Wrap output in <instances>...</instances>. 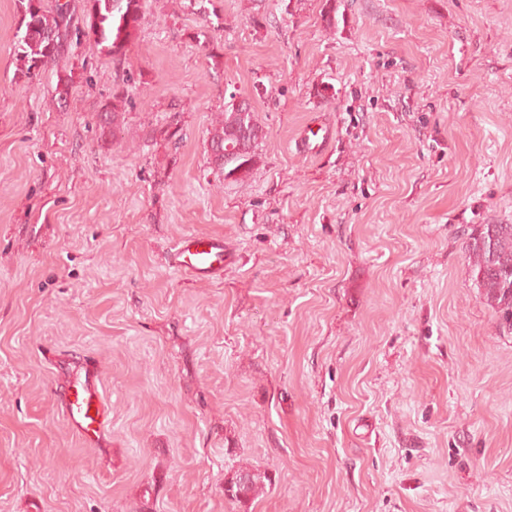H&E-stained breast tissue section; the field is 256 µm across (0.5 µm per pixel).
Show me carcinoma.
<instances>
[{"mask_svg": "<svg viewBox=\"0 0 512 512\" xmlns=\"http://www.w3.org/2000/svg\"><path fill=\"white\" fill-rule=\"evenodd\" d=\"M21 35L15 54L18 71L34 79L63 51L68 37L84 35L114 57L124 54L137 35L142 21V0H93L86 26L71 29V15L58 7L49 11L44 0H19ZM126 100L115 96L105 107V120L117 126L125 112ZM252 142L241 152L243 136ZM265 135L253 109H243L230 94L224 111L218 113L208 141L212 164L224 178L242 179L258 160L257 147ZM466 251L473 283L498 316L500 327L512 334V224H474L466 233ZM269 477L252 468H243L224 478V498L245 504L264 493Z\"/></svg>", "mask_w": 512, "mask_h": 512, "instance_id": "1", "label": "carcinoma"}]
</instances>
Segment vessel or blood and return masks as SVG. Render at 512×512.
<instances>
[{
  "label": "vessel or blood",
  "instance_id": "vessel-or-blood-1",
  "mask_svg": "<svg viewBox=\"0 0 512 512\" xmlns=\"http://www.w3.org/2000/svg\"><path fill=\"white\" fill-rule=\"evenodd\" d=\"M167 263L200 280L220 277L224 273V239L185 234L168 253ZM60 397L66 421L75 433L86 444H100L111 424V411L98 366L89 359L80 362L76 373L63 386Z\"/></svg>",
  "mask_w": 512,
  "mask_h": 512
}]
</instances>
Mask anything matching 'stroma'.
I'll use <instances>...</instances> for the list:
<instances>
[{
    "instance_id": "1",
    "label": "stroma",
    "mask_w": 512,
    "mask_h": 512,
    "mask_svg": "<svg viewBox=\"0 0 512 512\" xmlns=\"http://www.w3.org/2000/svg\"><path fill=\"white\" fill-rule=\"evenodd\" d=\"M324 2L143 0L122 56L30 80L0 0V512H512V334L463 237L512 224V0ZM233 92L266 131L238 181ZM190 232L222 279L168 266ZM86 357L96 446L58 397ZM242 466L272 484L239 505ZM235 96L238 104L251 106L247 96L230 94L229 101L224 103V111L219 112L214 121L208 145L212 164L224 178L234 177L237 180L248 176L257 162L259 156L256 150L265 132L253 109L239 107L235 103ZM245 134L252 142V147L246 151L249 143L242 141L240 148L245 152H241L237 145Z\"/></svg>"
}]
</instances>
